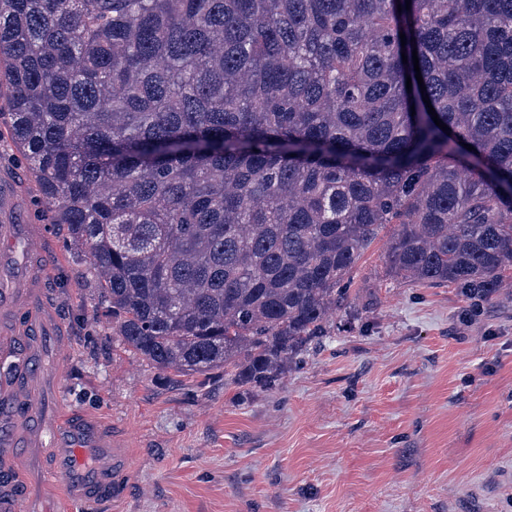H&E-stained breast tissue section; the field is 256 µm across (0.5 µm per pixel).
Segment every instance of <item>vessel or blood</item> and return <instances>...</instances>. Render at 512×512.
Masks as SVG:
<instances>
[{"label": "vessel or blood", "mask_w": 512, "mask_h": 512, "mask_svg": "<svg viewBox=\"0 0 512 512\" xmlns=\"http://www.w3.org/2000/svg\"><path fill=\"white\" fill-rule=\"evenodd\" d=\"M50 263L46 240L37 225L28 223L14 181L0 177V277L9 282L0 291V335L27 337L24 354L29 359L38 358L44 337L61 334L43 295ZM8 387L13 398L0 402V446L49 447L46 492L63 491L73 512H95L109 501L116 480L126 471L111 438L85 417L44 419L41 373L18 372Z\"/></svg>", "instance_id": "b4317fda"}]
</instances>
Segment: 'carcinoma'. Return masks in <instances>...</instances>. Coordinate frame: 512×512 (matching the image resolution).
<instances>
[{
  "mask_svg": "<svg viewBox=\"0 0 512 512\" xmlns=\"http://www.w3.org/2000/svg\"><path fill=\"white\" fill-rule=\"evenodd\" d=\"M3 137L112 335L269 389L388 224L398 280L512 273V0H0Z\"/></svg>",
  "mask_w": 512,
  "mask_h": 512,
  "instance_id": "carcinoma-1",
  "label": "carcinoma"
}]
</instances>
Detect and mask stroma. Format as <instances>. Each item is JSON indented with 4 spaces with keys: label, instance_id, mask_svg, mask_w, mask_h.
I'll list each match as a JSON object with an SVG mask.
<instances>
[{
    "label": "stroma",
    "instance_id": "obj_1",
    "mask_svg": "<svg viewBox=\"0 0 512 512\" xmlns=\"http://www.w3.org/2000/svg\"><path fill=\"white\" fill-rule=\"evenodd\" d=\"M389 224L348 282L323 342L280 385L243 393L222 371L164 373L112 334L89 262L47 225L48 303L67 348L42 357L60 406L95 418L128 454L100 512H512V292L482 305L387 273ZM43 475L25 448L0 487Z\"/></svg>",
    "mask_w": 512,
    "mask_h": 512
}]
</instances>
